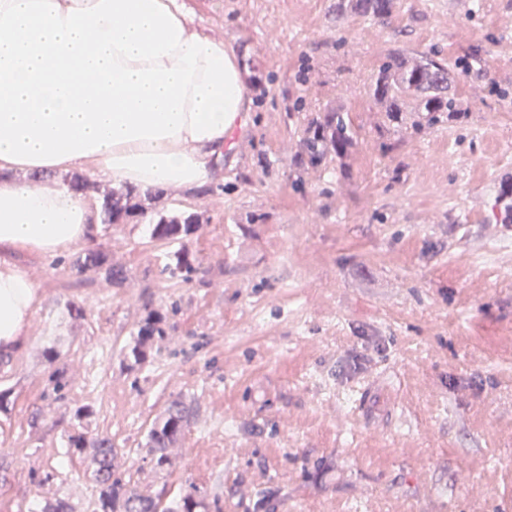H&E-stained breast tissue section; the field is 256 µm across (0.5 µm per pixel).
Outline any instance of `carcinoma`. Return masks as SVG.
Returning <instances> with one entry per match:
<instances>
[{
  "label": "carcinoma",
  "instance_id": "carcinoma-1",
  "mask_svg": "<svg viewBox=\"0 0 512 512\" xmlns=\"http://www.w3.org/2000/svg\"><path fill=\"white\" fill-rule=\"evenodd\" d=\"M390 5L391 0H336V15L343 17L354 13L374 20L382 19L389 14ZM450 87L451 66L429 54L408 57L403 51L394 50L379 69L371 92L377 102L386 105L389 120L397 123L401 114L399 101L404 93L417 97L423 112L455 114ZM356 144L355 132L338 110L313 120L311 136L304 142L303 149L307 161L317 164L328 151L332 150L336 157L343 158ZM140 197L141 190L130 185L103 191L97 201L98 223L126 224L133 218H141L151 239L173 246V250L166 254L162 273L177 282L189 281L196 267L186 242L201 229V216L189 210L150 213L142 205ZM72 268L78 274L97 270L117 287L126 281L124 272L108 263V256L101 248L87 249L79 254ZM163 322L162 313L152 309L139 323L126 353L131 365H140L147 360L153 337L163 333ZM190 420V408L176 402L169 405L161 419L149 429L142 450L158 469L163 470L169 465L167 448L184 433ZM69 442L71 448L84 455L94 478L93 512H194L197 507V502L189 496L171 506L162 504L158 498L141 494L131 476L114 470V450L110 439L80 432L70 436Z\"/></svg>",
  "mask_w": 512,
  "mask_h": 512
}]
</instances>
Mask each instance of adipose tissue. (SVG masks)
<instances>
[{
	"instance_id": "1",
	"label": "adipose tissue",
	"mask_w": 512,
	"mask_h": 512,
	"mask_svg": "<svg viewBox=\"0 0 512 512\" xmlns=\"http://www.w3.org/2000/svg\"><path fill=\"white\" fill-rule=\"evenodd\" d=\"M250 111L243 63L199 33L183 0H0V250L54 254L91 239V206L18 171L93 162L141 191L199 187ZM35 299L0 258V351Z\"/></svg>"
}]
</instances>
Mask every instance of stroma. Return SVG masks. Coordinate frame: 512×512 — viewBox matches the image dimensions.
Here are the masks:
<instances>
[{"instance_id": "stroma-1", "label": "stroma", "mask_w": 512, "mask_h": 512, "mask_svg": "<svg viewBox=\"0 0 512 512\" xmlns=\"http://www.w3.org/2000/svg\"><path fill=\"white\" fill-rule=\"evenodd\" d=\"M187 4L252 98L209 194L157 203L202 213L196 271L168 281V245L135 219L89 241L121 288L67 252L9 251L36 298L26 345L0 358V512L59 496L92 512L67 450L84 404L118 473L197 512H512V0H393L381 21L336 0ZM395 48L450 64L461 121L409 94L388 120L368 88ZM338 109L357 147L309 164L312 120ZM151 309L165 332L127 369ZM175 400L193 419L160 470L139 447ZM72 268L77 274L90 269L102 272L112 286L121 287L127 279L122 270L112 268L108 263L107 254L101 248L87 249L79 254L73 261Z\"/></svg>"}]
</instances>
